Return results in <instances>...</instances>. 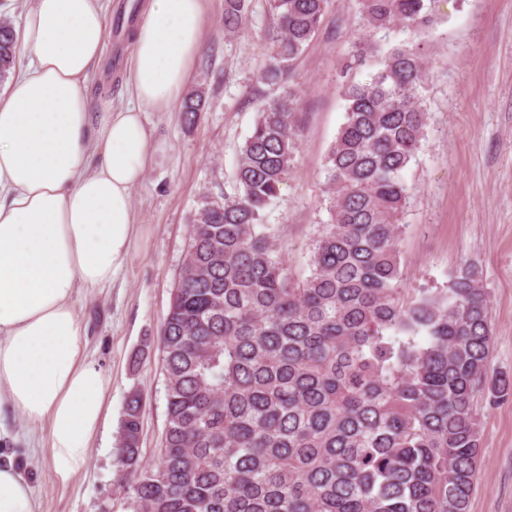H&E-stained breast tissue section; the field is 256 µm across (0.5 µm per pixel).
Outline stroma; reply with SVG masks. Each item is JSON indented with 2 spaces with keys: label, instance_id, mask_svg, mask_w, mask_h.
<instances>
[{
  "label": "stroma",
  "instance_id": "obj_1",
  "mask_svg": "<svg viewBox=\"0 0 512 512\" xmlns=\"http://www.w3.org/2000/svg\"><path fill=\"white\" fill-rule=\"evenodd\" d=\"M245 21L224 28V0H205L202 51L188 89L205 107L194 124L180 112L146 118L163 149L133 191L139 235L109 288L77 300L89 351L108 379L106 426L95 437L85 471L58 482L42 450L12 416L7 452L30 477L41 512H127L118 463L119 431L130 392L143 398L140 452L156 462L165 428L159 341L178 280L189 218L203 195L233 188L238 152L264 98L257 86L273 34L269 0H245ZM440 21L426 43L427 138L404 178L413 194L398 243L409 289L446 287L460 265L475 268L490 299L491 365L512 374V0H441ZM363 35L352 0H332L317 36L297 60L294 80L304 114L300 148L280 197L268 208L294 268L305 270L319 225L327 223L325 157L345 121L338 74ZM111 71L96 69L93 98H124L126 39L107 37ZM477 490L470 512H512V398L482 416Z\"/></svg>",
  "mask_w": 512,
  "mask_h": 512
}]
</instances>
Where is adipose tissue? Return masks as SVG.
Returning a JSON list of instances; mask_svg holds the SVG:
<instances>
[{
    "mask_svg": "<svg viewBox=\"0 0 512 512\" xmlns=\"http://www.w3.org/2000/svg\"><path fill=\"white\" fill-rule=\"evenodd\" d=\"M202 27L203 0H145L129 37L128 99L116 105L84 86L104 59L101 0H32L24 59L0 96V413L47 427L62 483L87 466L108 385L76 298L111 285L132 254L133 191L158 149L144 115L178 102ZM0 512H40L10 454L0 456Z\"/></svg>",
    "mask_w": 512,
    "mask_h": 512,
    "instance_id": "obj_1",
    "label": "adipose tissue"
}]
</instances>
